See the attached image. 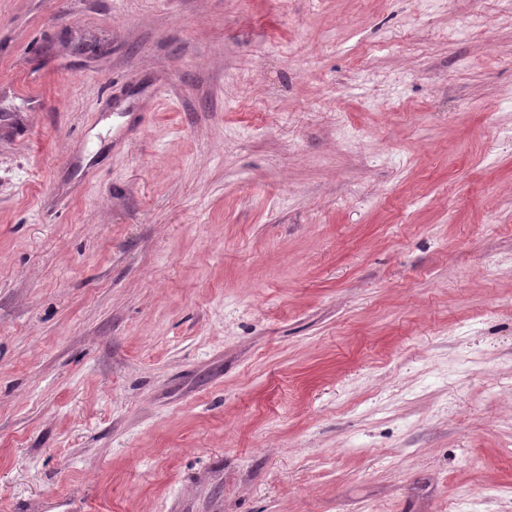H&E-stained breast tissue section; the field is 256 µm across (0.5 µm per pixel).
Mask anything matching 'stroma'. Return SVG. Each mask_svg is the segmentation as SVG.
I'll return each mask as SVG.
<instances>
[{
    "label": "stroma",
    "mask_w": 512,
    "mask_h": 512,
    "mask_svg": "<svg viewBox=\"0 0 512 512\" xmlns=\"http://www.w3.org/2000/svg\"><path fill=\"white\" fill-rule=\"evenodd\" d=\"M0 512H512V0H0Z\"/></svg>",
    "instance_id": "obj_1"
}]
</instances>
